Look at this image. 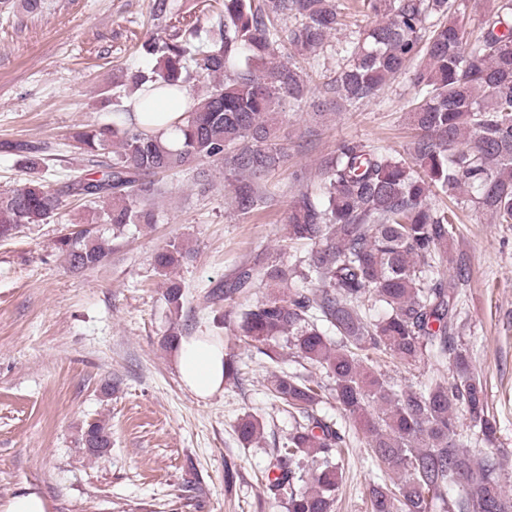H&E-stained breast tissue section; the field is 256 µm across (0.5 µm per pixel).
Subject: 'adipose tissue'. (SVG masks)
I'll list each match as a JSON object with an SVG mask.
<instances>
[{"label": "adipose tissue", "instance_id": "obj_1", "mask_svg": "<svg viewBox=\"0 0 512 512\" xmlns=\"http://www.w3.org/2000/svg\"><path fill=\"white\" fill-rule=\"evenodd\" d=\"M182 384L197 398L205 399L224 384V343L211 336L182 339L175 354Z\"/></svg>", "mask_w": 512, "mask_h": 512}]
</instances>
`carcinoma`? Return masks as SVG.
Instances as JSON below:
<instances>
[{"mask_svg": "<svg viewBox=\"0 0 512 512\" xmlns=\"http://www.w3.org/2000/svg\"><path fill=\"white\" fill-rule=\"evenodd\" d=\"M169 0H152L156 30L140 51L158 58L147 75L125 74L105 89L100 107L124 112L137 90L139 102L174 97L195 79H211L171 122L178 147L154 134L150 122L90 126L71 135L74 147L95 163L91 177L75 176L53 188L38 176L43 158L24 142L5 141V153L24 156L31 176L0 195V239L60 214L69 197L111 201L103 213L113 238L130 224H152L149 201L161 192L158 175L219 163L234 178L233 207L244 216L276 193L268 176L288 166L278 142L276 109L301 107L312 93L302 60L323 53L340 24L338 0H214L216 30L207 47L195 45L198 19L168 16ZM380 18L350 41L323 97L352 106L374 99L395 74L410 67L415 97L409 105L416 131L411 157L343 140L321 163L320 197L295 195L285 230L288 240L310 245L288 262L242 266L208 292L224 300L260 280L283 289L252 306L224 310V324L248 347L279 363L288 349L298 368L272 374L270 392L292 422L285 440L270 450L265 487L288 512H334L344 482L342 459L363 439L368 456L393 484L370 489V512H512V494L500 479L497 420L488 395L458 344L462 287L470 266L449 257L456 213L437 207V192L452 203L462 197L512 224V0H493L477 27L467 28L463 0H363ZM70 269L105 263L109 240L95 227L59 241ZM189 257L172 240L155 257L167 277L165 296L179 304L181 283L172 276ZM382 353L410 368L434 367L425 381L398 385L375 367ZM320 371V375L313 371ZM244 376L236 356L224 354V380ZM334 400L338 416L317 407ZM472 437L489 446L481 457L457 431L459 412ZM263 423L241 418L236 434L252 444ZM83 448L112 447L108 424L90 421Z\"/></svg>", "mask_w": 512, "mask_h": 512, "instance_id": "obj_1", "label": "carcinoma"}]
</instances>
